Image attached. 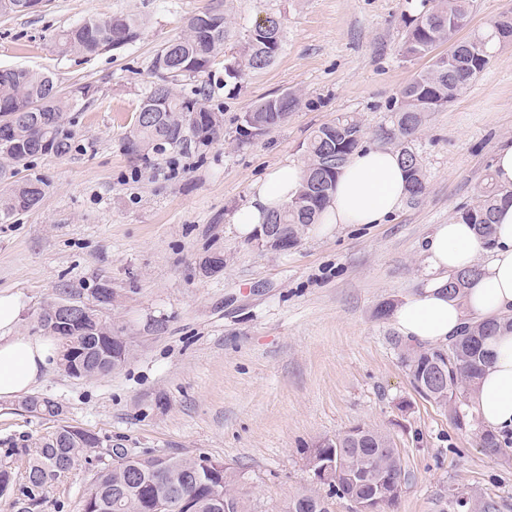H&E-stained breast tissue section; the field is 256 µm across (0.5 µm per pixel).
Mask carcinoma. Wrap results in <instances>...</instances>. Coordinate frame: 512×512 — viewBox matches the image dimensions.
Masks as SVG:
<instances>
[{"label": "carcinoma", "instance_id": "cac0c4a2", "mask_svg": "<svg viewBox=\"0 0 512 512\" xmlns=\"http://www.w3.org/2000/svg\"><path fill=\"white\" fill-rule=\"evenodd\" d=\"M29 2L0 0V15L29 13ZM471 6L472 0H432L431 6L423 7L414 20L401 48L404 56H426L442 42L448 43V51L435 57L395 101L391 138H411L428 113L440 110L438 101L456 99L489 65L495 47L503 44L504 38L512 37V15H502L485 32L456 38L453 19L468 16ZM144 25V18L130 14L85 17L60 35V53L91 58L114 49L119 38L126 45L135 42ZM187 29L186 35L166 43L152 60V68L169 82L152 86L144 96L128 140V151L133 155L139 156L150 148L164 151L168 147L187 149L193 144L205 145L223 132L221 115L200 103L205 96L204 88L196 89L192 97H179L170 83L200 76L224 52V12L214 7L195 14L188 19ZM280 49V24L268 18L250 31L244 66L232 65L228 74L242 78L262 70L275 60ZM93 94L90 84L65 91L43 72L24 67L0 68V159L19 167L39 154H69L73 132L67 113L82 110ZM295 106L296 99L288 94L265 100L244 116L247 133H262L279 124L284 113ZM362 139L361 123L351 115H342L313 132L306 147L307 162L298 194L267 218L269 224L285 225L289 246L297 244L306 226L318 223L330 203L336 178ZM401 156L408 174L407 202L415 204L425 194V175L413 151L405 148ZM2 183L7 188L0 194V220L29 212L43 199L41 180L14 181L1 165ZM504 196L511 199L512 192H505L492 180L480 191L472 207L460 214L486 244L493 240L497 204ZM479 275L477 265L448 274V297L462 298ZM73 310L85 313V321L60 322L51 335L59 341L60 349H73L75 358L84 361L83 372L92 375L99 372L101 364L90 351L91 341L112 332V325L87 306L80 293L69 288L60 289L40 315V323L46 328L51 319ZM501 331H512V316L469 321L445 348L408 350L404 362L418 394L448 409L456 423H461L458 409L467 401L468 392L475 388L488 363L486 341ZM29 403L26 411L30 413L57 415L58 405L51 400L34 397ZM68 433L69 427L62 426L38 442L35 459L26 473L28 484L35 488L47 484L55 465L73 466L85 453V449L68 440ZM479 444L490 456L507 453L491 430L480 435ZM311 454L327 460L333 455L339 457V474L326 493H299L288 500L284 512H302L299 504L320 498L337 496L351 502L370 497L384 485L391 489V495L385 498L384 512L396 506L404 467L387 434L370 426L351 428L321 443ZM236 484L234 468L206 456L133 459L97 474L82 501L81 512H154L157 501L166 504L164 512H248L244 499L235 490Z\"/></svg>", "mask_w": 512, "mask_h": 512}]
</instances>
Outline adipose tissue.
<instances>
[{
    "mask_svg": "<svg viewBox=\"0 0 512 512\" xmlns=\"http://www.w3.org/2000/svg\"><path fill=\"white\" fill-rule=\"evenodd\" d=\"M303 168L286 161L254 187L249 202L233 216L241 237L252 236L267 215L296 192ZM407 195L406 172L398 152L380 146L358 150L342 168L322 224H382ZM490 258L463 301L448 298L443 282L449 273L472 267L481 252ZM427 280L421 294L398 305L393 322L402 336L427 345L455 337L466 319L512 315V201L498 204L492 248H485L471 224L453 219L437 225L423 251ZM21 305L0 291V400L21 398L33 390L55 361L53 341L16 333ZM490 362L479 379L471 404L479 420L495 431H512V332L487 344Z\"/></svg>",
    "mask_w": 512,
    "mask_h": 512,
    "instance_id": "ef3b65f1",
    "label": "adipose tissue"
}]
</instances>
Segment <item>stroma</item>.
I'll return each mask as SVG.
<instances>
[{
	"label": "stroma",
	"mask_w": 512,
	"mask_h": 512,
	"mask_svg": "<svg viewBox=\"0 0 512 512\" xmlns=\"http://www.w3.org/2000/svg\"><path fill=\"white\" fill-rule=\"evenodd\" d=\"M212 6L224 13L225 52L172 89L187 96L204 87L206 107L224 115L221 137L132 156L127 138L158 80L155 53ZM420 10L421 0H47L0 17L1 67L96 88L69 115L71 152L35 156L20 172L43 182L44 197L0 220V291L21 304L19 332L44 338L39 317L58 289L88 302L96 283L108 281L114 297L98 312L128 345L104 376L76 378L57 365L46 372L34 393L58 403L61 416L0 403V469L12 476L0 512H21L32 496L35 512H80L118 448L225 461L240 474L249 512H282L315 486L310 449L358 424L388 434L403 460L395 512H435L440 495L458 490L512 512V451L485 454L468 406L459 409L461 428L417 393L403 363L408 339L377 315L383 303L419 295L427 238L474 204L498 144L512 139V43L498 46L490 66L413 137L427 185L418 204H401L385 224H342L327 234L309 225L285 252L240 237L232 223L273 166L305 163L320 125L353 115L363 145L386 146L395 100L430 63L400 51ZM121 13L145 19L136 42L89 60L58 53L62 30ZM268 17L281 25L279 55L249 77H229L226 65L243 61L251 27ZM284 93L298 100L287 120L242 135L245 114ZM215 252L224 269L204 276L200 264ZM63 425L96 434L99 448L29 490L36 441Z\"/></svg>",
	"instance_id": "1"
}]
</instances>
